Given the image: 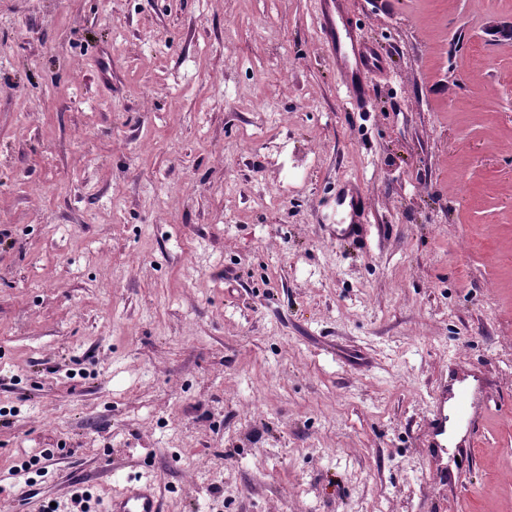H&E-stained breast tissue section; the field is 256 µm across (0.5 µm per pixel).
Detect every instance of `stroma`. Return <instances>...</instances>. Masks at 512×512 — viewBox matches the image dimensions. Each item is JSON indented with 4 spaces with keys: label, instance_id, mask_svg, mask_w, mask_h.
Returning <instances> with one entry per match:
<instances>
[{
    "label": "stroma",
    "instance_id": "35a3bbf8",
    "mask_svg": "<svg viewBox=\"0 0 512 512\" xmlns=\"http://www.w3.org/2000/svg\"><path fill=\"white\" fill-rule=\"evenodd\" d=\"M347 12L364 112L314 0H0V512H512V0ZM316 16L344 101L353 111H367L372 76L387 72L386 58L348 21L344 0H316ZM349 207L351 222L350 224H346V227L340 230V232L336 236L337 240H347L350 237L354 238L356 231L362 227V225H357L353 223L359 222V218L363 215L365 211L366 203L364 201V198L354 190L349 201ZM450 399L453 401L454 408L457 414L467 421L470 433L473 435L475 432V417H474V403L472 396L465 389L453 388L449 392ZM108 512H164V508L155 482L146 479L114 494L108 501Z\"/></svg>",
    "mask_w": 512,
    "mask_h": 512
}]
</instances>
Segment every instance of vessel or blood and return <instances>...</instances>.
Instances as JSON below:
<instances>
[{"label": "vessel or blood", "instance_id": "obj_1", "mask_svg": "<svg viewBox=\"0 0 512 512\" xmlns=\"http://www.w3.org/2000/svg\"><path fill=\"white\" fill-rule=\"evenodd\" d=\"M316 16L344 101L353 111H367L371 79L386 73L385 57L349 22L345 0H316ZM108 512H164V508L154 481L147 479L114 494Z\"/></svg>", "mask_w": 512, "mask_h": 512}]
</instances>
